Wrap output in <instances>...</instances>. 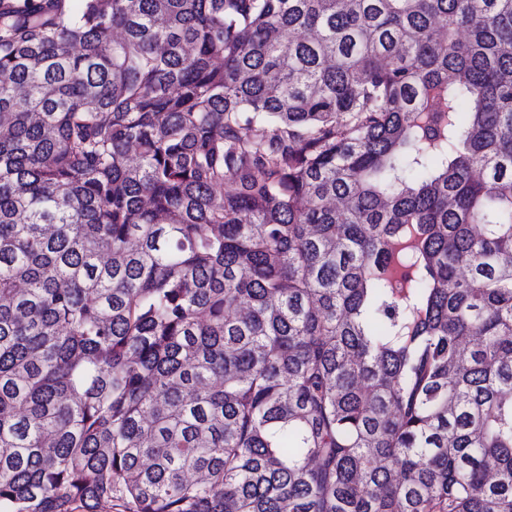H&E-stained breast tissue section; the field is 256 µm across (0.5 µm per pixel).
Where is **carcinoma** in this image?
Segmentation results:
<instances>
[{"label": "carcinoma", "instance_id": "1", "mask_svg": "<svg viewBox=\"0 0 512 512\" xmlns=\"http://www.w3.org/2000/svg\"><path fill=\"white\" fill-rule=\"evenodd\" d=\"M105 507L512 512V0H0V512Z\"/></svg>", "mask_w": 512, "mask_h": 512}]
</instances>
